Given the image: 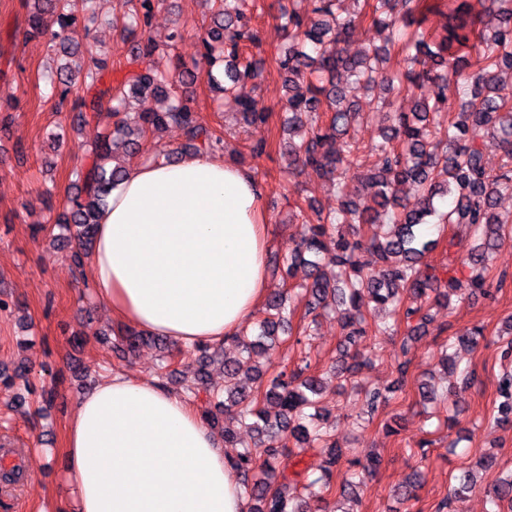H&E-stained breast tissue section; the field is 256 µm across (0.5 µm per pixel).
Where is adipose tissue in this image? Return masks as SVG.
<instances>
[{"instance_id": "adipose-tissue-1", "label": "adipose tissue", "mask_w": 512, "mask_h": 512, "mask_svg": "<svg viewBox=\"0 0 512 512\" xmlns=\"http://www.w3.org/2000/svg\"><path fill=\"white\" fill-rule=\"evenodd\" d=\"M264 194L213 152L128 166L86 258L93 296L119 324L184 347L241 335L267 294ZM61 470L72 512H248L194 404L122 372L77 400Z\"/></svg>"}]
</instances>
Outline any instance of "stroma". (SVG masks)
I'll return each mask as SVG.
<instances>
[{"mask_svg": "<svg viewBox=\"0 0 512 512\" xmlns=\"http://www.w3.org/2000/svg\"><path fill=\"white\" fill-rule=\"evenodd\" d=\"M255 4L252 24L259 41L249 52L261 62L263 73L258 85H245L244 90L269 110V121L244 123L240 113L211 90L206 75H199L188 93L199 123L223 138L225 157L242 160L262 179L274 259L267 268L268 287L290 290L301 314L310 300L303 289L306 270L299 267L288 276L281 265L302 230L301 222H289L288 217L310 204L324 212L335 210L336 191L312 171H288L281 126L285 90L277 69L288 37L279 28L280 0ZM122 12L120 0H98L96 25L88 30L79 24L68 32L82 57L106 53L108 82L124 76L132 46L121 36ZM209 17L207 0H166L147 33L162 46L173 28H181L174 61L191 68L199 60L198 35ZM26 20L23 0H0V106L13 108L10 123L0 127V294L24 307L20 317L0 312V366L23 362L33 373L47 371L61 382L52 405L42 411L33 404H12L10 393L0 390V448L16 449L25 469L23 480L0 482V512H50L68 504L70 489L53 457L63 448L75 401L88 388L89 377L122 371L151 380L159 363L158 350L149 345L126 359L115 358L112 343L118 324L111 310L84 296L70 248L49 245L45 235L34 232L35 225H53L74 170L90 164L86 149L99 129L93 124L79 132L72 129L71 112L59 106L43 77L49 62L47 43L27 38ZM58 126L64 129V142L57 148L48 133ZM259 142L265 143V153L248 156V145ZM427 236L437 245L424 261L437 267L449 257H464L477 244L462 224L433 225ZM501 275L507 278L504 288L490 295L454 296L444 306L426 305L432 322L425 335H408L401 319L389 317L391 333L362 339L359 349L366 362L353 377L333 373L343 342L334 313L319 317L307 343L288 339L274 350L254 352L258 365L276 371L309 359L312 372L329 384L324 407L347 460L333 475L327 504L340 501L343 485L356 476L361 484L354 512H435L461 472L490 450L497 455L496 467L484 472L458 504L460 512H489L488 488L512 471V426L492 420L504 364L497 338L512 316V242L489 255L488 280ZM474 326L483 327V339L474 347H455L453 368L442 370L439 356L449 336ZM76 334L85 338L77 348L70 343ZM468 374L475 383L460 391V381ZM430 377L438 387V400L425 407L419 402V386ZM360 384L391 392L388 406L367 414L364 397L356 390ZM375 453L381 458L378 468L357 473L355 461H367ZM415 472L421 476L416 499L399 500L396 486Z\"/></svg>", "mask_w": 512, "mask_h": 512, "instance_id": "stroma-1", "label": "stroma"}]
</instances>
